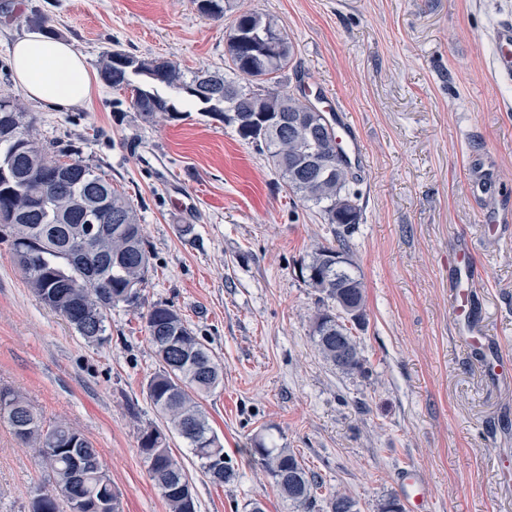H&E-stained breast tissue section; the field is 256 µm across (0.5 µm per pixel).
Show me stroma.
Listing matches in <instances>:
<instances>
[{"mask_svg":"<svg viewBox=\"0 0 512 512\" xmlns=\"http://www.w3.org/2000/svg\"><path fill=\"white\" fill-rule=\"evenodd\" d=\"M273 17L294 56L282 91L338 96L363 141V220L351 238L366 295L356 336L365 375L323 360L311 336L319 294L302 275L334 240L316 208L292 203L275 170L234 126L180 107L160 125L95 82L81 108L24 99L11 45L49 17L56 37L98 71L121 50L221 70L226 22L193 0H0V95L21 99L49 151L73 146L124 192L145 228L151 269L140 303L112 307L107 340L86 342L34 295L9 239L0 240V387L45 424L73 425L97 448L120 512H168L139 449L159 423L147 382L161 368L145 315L179 309L224 367L202 397L236 477L213 483L188 444L170 446L190 476L197 512H293L244 450L254 435L300 454L326 487L378 512L416 470L429 512H512V389L482 368L491 353L458 342L448 308V253L473 244L474 293L495 353L512 358V235L481 230L489 199L470 161L512 192V80L498 74L491 33L512 0H232ZM52 480L32 448L0 423V512H32Z\"/></svg>","mask_w":512,"mask_h":512,"instance_id":"35a3bbf8","label":"stroma"}]
</instances>
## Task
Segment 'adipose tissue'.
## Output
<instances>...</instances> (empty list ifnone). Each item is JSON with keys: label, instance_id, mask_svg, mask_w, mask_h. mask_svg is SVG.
<instances>
[{"label": "adipose tissue", "instance_id": "1", "mask_svg": "<svg viewBox=\"0 0 512 512\" xmlns=\"http://www.w3.org/2000/svg\"><path fill=\"white\" fill-rule=\"evenodd\" d=\"M11 58L13 79L28 99L62 108L88 102L92 74L69 42L29 31L14 41Z\"/></svg>", "mask_w": 512, "mask_h": 512}]
</instances>
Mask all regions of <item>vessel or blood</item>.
<instances>
[{
  "label": "vessel or blood",
  "mask_w": 512,
  "mask_h": 512,
  "mask_svg": "<svg viewBox=\"0 0 512 512\" xmlns=\"http://www.w3.org/2000/svg\"><path fill=\"white\" fill-rule=\"evenodd\" d=\"M495 42L502 64L512 63V20L503 21L495 31ZM471 242H460L448 255V271L451 275L449 292L459 341L475 350L489 344L490 338L479 321L472 316L471 285L478 274L471 260ZM400 482L408 512H427L425 485L417 473L402 472Z\"/></svg>",
  "instance_id": "1"
}]
</instances>
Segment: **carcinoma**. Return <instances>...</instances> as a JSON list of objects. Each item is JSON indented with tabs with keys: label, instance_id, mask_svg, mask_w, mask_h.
I'll return each instance as SVG.
<instances>
[{
	"label": "carcinoma",
	"instance_id": "1",
	"mask_svg": "<svg viewBox=\"0 0 512 512\" xmlns=\"http://www.w3.org/2000/svg\"><path fill=\"white\" fill-rule=\"evenodd\" d=\"M200 14L219 19L231 9L228 0H193ZM230 73L198 71L186 77L169 60L141 59L121 52L106 53L99 73L112 88L136 85L137 100L131 102L142 121L155 124L177 112L162 86L180 94L197 84L211 86V95L188 96L205 112L220 111L224 122L238 136L266 152L288 192L303 203L318 208L327 224L336 228V244L315 248L305 265L306 282L323 294V307L312 317V335L322 357L347 375L366 373L360 343L347 323L361 324L364 316L350 317L348 308L364 311L361 282L351 270L350 237L363 217L361 195L351 191L357 176L336 143L332 116L314 105L307 95L278 90L279 75L293 58V46L277 24L264 14L244 11L234 15L226 41ZM13 112L23 132L22 143H0V210L13 211L16 224L8 232L14 256L26 283L38 299L61 314L89 342L106 340L107 311L123 303H138L139 288L151 267L143 225L125 194L78 157V151L61 156L77 170L76 176L59 186L47 208L35 196L42 183L53 177L58 160L48 156L33 139L27 113L9 96L0 97V107ZM104 200L112 213V232L96 240L95 251L78 256L86 225L77 220L78 202ZM149 342L162 363L147 383L148 397L162 423L141 431L140 452L169 512H197L195 500L185 501L182 487L189 477L169 444V434L188 441L200 468L216 484L230 482L234 470L224 446L209 424L199 397L222 381L223 366L205 342L191 329L182 313L164 304L152 307L146 317ZM0 421L14 435L34 448L50 468L60 492L53 512L70 507V499L92 504L112 498V512H120L118 496L112 493L109 476L91 442L67 424L44 427L40 417L19 393L0 388ZM58 447L72 446L65 454L48 451L49 440ZM261 465L271 485L296 512H311L320 484L304 460L289 448H270L256 436L245 449ZM330 512H357L355 500L346 492L329 494Z\"/></svg>",
	"mask_w": 512,
	"mask_h": 512
}]
</instances>
